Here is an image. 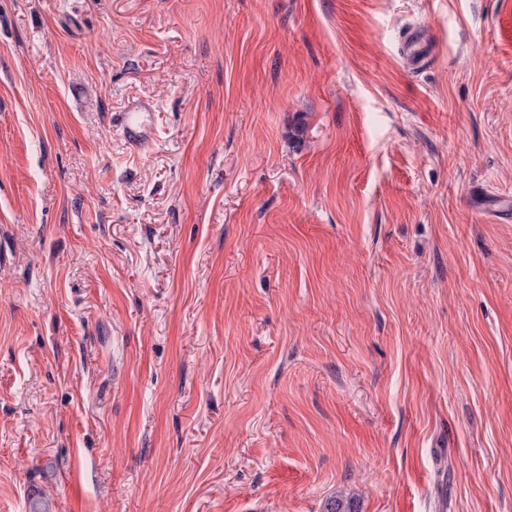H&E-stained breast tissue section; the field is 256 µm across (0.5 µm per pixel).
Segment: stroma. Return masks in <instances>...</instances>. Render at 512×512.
I'll use <instances>...</instances> for the list:
<instances>
[{
    "mask_svg": "<svg viewBox=\"0 0 512 512\" xmlns=\"http://www.w3.org/2000/svg\"><path fill=\"white\" fill-rule=\"evenodd\" d=\"M477 187L512 0H0V512H512ZM429 49L415 32H409L403 41V58L412 71L422 69L428 62ZM151 112L153 107L149 103L134 102L124 112L112 116V124L131 149L141 150L154 139L155 128L149 119Z\"/></svg>",
    "mask_w": 512,
    "mask_h": 512,
    "instance_id": "obj_1",
    "label": "stroma"
}]
</instances>
